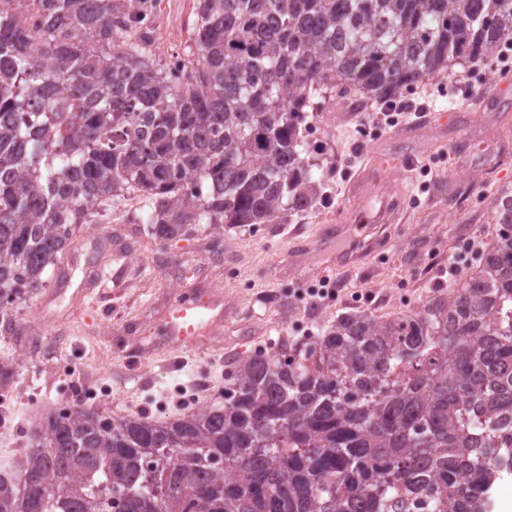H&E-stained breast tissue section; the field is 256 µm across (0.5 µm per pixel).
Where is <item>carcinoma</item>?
Masks as SVG:
<instances>
[{
	"label": "carcinoma",
	"instance_id": "cac0c4a2",
	"mask_svg": "<svg viewBox=\"0 0 512 512\" xmlns=\"http://www.w3.org/2000/svg\"><path fill=\"white\" fill-rule=\"evenodd\" d=\"M152 2L0 0V334L23 337L14 304L128 187L160 240L284 224L319 193L315 96L388 103L512 41V0H198L173 79L132 26ZM493 213V246L448 296L235 358L220 406L47 415L21 482L0 474V512H486L512 471L511 188Z\"/></svg>",
	"mask_w": 512,
	"mask_h": 512
}]
</instances>
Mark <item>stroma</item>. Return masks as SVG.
I'll return each instance as SVG.
<instances>
[{
    "instance_id": "obj_1",
    "label": "stroma",
    "mask_w": 512,
    "mask_h": 512,
    "mask_svg": "<svg viewBox=\"0 0 512 512\" xmlns=\"http://www.w3.org/2000/svg\"><path fill=\"white\" fill-rule=\"evenodd\" d=\"M455 72L410 91L432 104L392 127L371 109L313 113L321 189L287 223L202 224L188 238L163 241L145 233L144 204L86 225L49 268L45 288L13 311L40 353L15 362L16 341L0 335L14 392L10 425L0 428V472L17 470L59 398L76 403L103 388L112 395L104 415L174 419L199 399L223 404L234 356L314 339L340 315L415 311L452 289L490 248L493 199L512 187V63L474 61ZM336 224L370 225L371 252L359 266L339 267L325 255ZM189 264L196 270L187 281ZM228 266L234 277H225ZM326 281L337 297H313ZM192 296L218 301L222 314L205 344L177 346L165 335L168 318ZM63 361L78 376L63 375Z\"/></svg>"
}]
</instances>
